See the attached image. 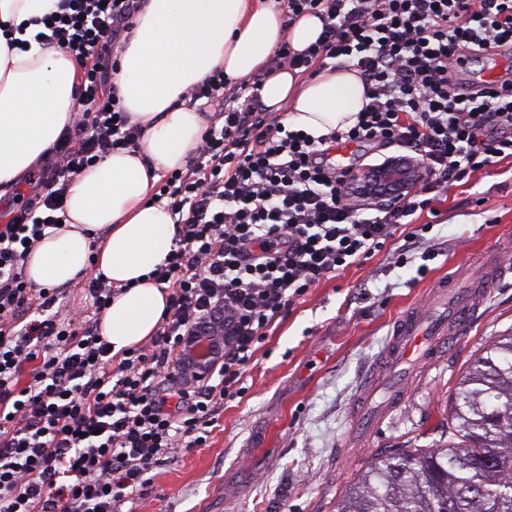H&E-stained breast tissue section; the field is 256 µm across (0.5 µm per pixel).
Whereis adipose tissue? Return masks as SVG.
<instances>
[{
	"mask_svg": "<svg viewBox=\"0 0 512 512\" xmlns=\"http://www.w3.org/2000/svg\"><path fill=\"white\" fill-rule=\"evenodd\" d=\"M57 0H0V186L48 155L79 110L81 68L57 47L41 44L39 19ZM278 0H148L117 51L112 86L142 137L136 150L115 151L74 176L58 228L27 257L24 273L38 288H71L88 274L124 286L99 329L113 351L141 344L155 331L168 293L149 280L174 245L166 202L152 199L163 173L183 169L210 119L186 91L213 70L229 81L259 73L281 39L293 51L315 43L312 14L284 24ZM25 48L9 46V38ZM268 111L313 136L350 126L366 105L365 87L349 70L312 78L281 70L261 84Z\"/></svg>",
	"mask_w": 512,
	"mask_h": 512,
	"instance_id": "ef3b65f1",
	"label": "adipose tissue"
}]
</instances>
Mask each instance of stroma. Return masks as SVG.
<instances>
[{
	"label": "stroma",
	"mask_w": 512,
	"mask_h": 512,
	"mask_svg": "<svg viewBox=\"0 0 512 512\" xmlns=\"http://www.w3.org/2000/svg\"><path fill=\"white\" fill-rule=\"evenodd\" d=\"M424 219L432 228L412 244L391 238L283 311L207 446L174 454L122 512H336L381 453L435 446L469 360L512 334V284L481 300L465 334L430 363L384 367L390 332L410 309L446 317L432 288L450 275L467 287L486 251L512 267V176L472 173ZM365 397L370 412L390 414L363 439L355 413Z\"/></svg>",
	"instance_id": "obj_1"
}]
</instances>
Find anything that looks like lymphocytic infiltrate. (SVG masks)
<instances>
[{
  "label": "lymphocytic infiltrate",
  "instance_id": "1",
  "mask_svg": "<svg viewBox=\"0 0 512 512\" xmlns=\"http://www.w3.org/2000/svg\"><path fill=\"white\" fill-rule=\"evenodd\" d=\"M289 18L317 15L305 51L281 43L270 60L315 76L354 71L368 102L353 126L314 137L266 112L257 93L214 70L187 95L217 100L184 170L155 193L167 200L174 246L151 277L168 312L147 344L113 352L98 323L118 290L88 279L91 314L61 320L65 292L36 288L24 263L56 227L72 175L136 148L141 130L106 90L115 47L142 0H57L45 41L81 67V110L60 135L16 215L0 225V512H118L179 449L206 445L226 401L276 317L336 271L363 263L432 212L434 197L512 162V77L480 87L469 63L490 45L512 52V0H283ZM383 147L420 165L397 202L371 203L332 167L333 147ZM224 323V355L203 382L180 378L189 333Z\"/></svg>",
  "mask_w": 512,
  "mask_h": 512
}]
</instances>
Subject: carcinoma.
I'll return each mask as SVG.
<instances>
[{
  "label": "carcinoma",
  "mask_w": 512,
  "mask_h": 512,
  "mask_svg": "<svg viewBox=\"0 0 512 512\" xmlns=\"http://www.w3.org/2000/svg\"><path fill=\"white\" fill-rule=\"evenodd\" d=\"M337 512H512V335L467 367L448 441L380 455Z\"/></svg>",
  "instance_id": "carcinoma-1"
}]
</instances>
